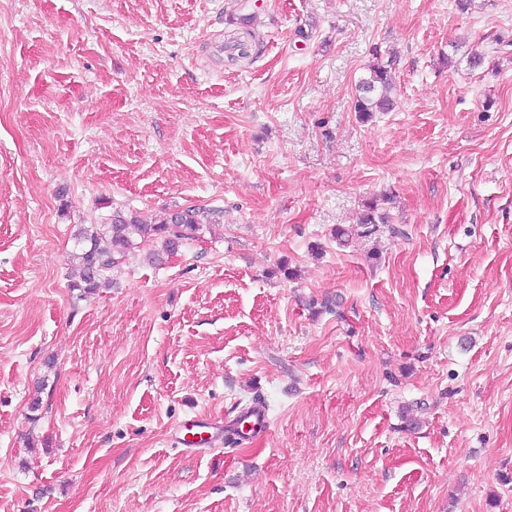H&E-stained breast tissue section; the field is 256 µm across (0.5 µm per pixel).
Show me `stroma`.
<instances>
[{"instance_id":"35a3bbf8","label":"stroma","mask_w":512,"mask_h":512,"mask_svg":"<svg viewBox=\"0 0 512 512\" xmlns=\"http://www.w3.org/2000/svg\"><path fill=\"white\" fill-rule=\"evenodd\" d=\"M0 512H512V0H0ZM373 61L367 67L366 75L357 85L354 101V112L362 120H369L373 112H389L395 101L392 97L393 82L392 66L395 60L389 57L387 61L375 50ZM155 223L144 224L133 212L113 211L109 222L81 225L74 234L78 248L72 254L79 278L71 287L84 292L95 291L106 279V273L121 264L137 239L145 241L160 236L163 250L176 252L184 240L194 237L200 225L219 223V212L190 206L165 214ZM270 426V420L268 416V411L266 406L258 401L255 405L250 409V413L248 417L239 424L236 425L235 431L231 433L227 440H224V444H228L230 446L234 443V440H238L240 442L250 440L251 438L264 433L268 430Z\"/></svg>"}]
</instances>
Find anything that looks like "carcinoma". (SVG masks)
I'll return each instance as SVG.
<instances>
[{
  "label": "carcinoma",
  "instance_id": "cac0c4a2",
  "mask_svg": "<svg viewBox=\"0 0 512 512\" xmlns=\"http://www.w3.org/2000/svg\"><path fill=\"white\" fill-rule=\"evenodd\" d=\"M374 60L368 65L366 75L357 85L354 111L363 120H369L375 112H389L395 101L392 97L391 77L394 59H384L373 53ZM219 223L216 210L190 206L164 215L153 225L145 224L133 212H112L110 221L104 224L82 225L74 234L78 248L72 258L79 269V278L72 288L91 292L100 287L106 273L117 268L136 240L162 238V248L174 253L183 241L191 239L202 224Z\"/></svg>",
  "mask_w": 512,
  "mask_h": 512
}]
</instances>
